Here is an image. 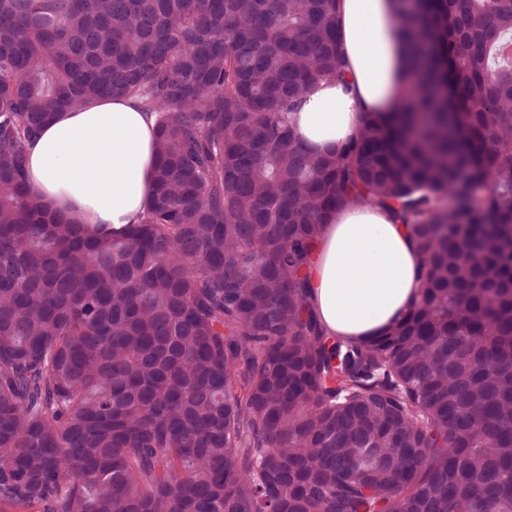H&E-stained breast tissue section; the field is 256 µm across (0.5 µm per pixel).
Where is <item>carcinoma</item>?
I'll return each instance as SVG.
<instances>
[{
  "label": "carcinoma",
  "instance_id": "1",
  "mask_svg": "<svg viewBox=\"0 0 512 512\" xmlns=\"http://www.w3.org/2000/svg\"><path fill=\"white\" fill-rule=\"evenodd\" d=\"M396 25L401 112L319 155L287 113L341 77L336 0H0V512H512V0ZM103 95L158 113L115 236L25 176ZM360 200L411 225L420 295L343 350L299 269Z\"/></svg>",
  "mask_w": 512,
  "mask_h": 512
}]
</instances>
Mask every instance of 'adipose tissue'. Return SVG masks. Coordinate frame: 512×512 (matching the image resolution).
I'll list each match as a JSON object with an SVG mask.
<instances>
[{
  "mask_svg": "<svg viewBox=\"0 0 512 512\" xmlns=\"http://www.w3.org/2000/svg\"><path fill=\"white\" fill-rule=\"evenodd\" d=\"M341 79L323 80L288 119L300 142L335 152L364 123L397 111L407 75L398 0H337ZM155 113L131 97H102L57 114L28 144L27 182L67 222L116 232L141 223L156 165ZM420 256L388 205L337 210L300 269L306 304L343 344L379 336L416 301Z\"/></svg>",
  "mask_w": 512,
  "mask_h": 512,
  "instance_id": "adipose-tissue-1",
  "label": "adipose tissue"
}]
</instances>
